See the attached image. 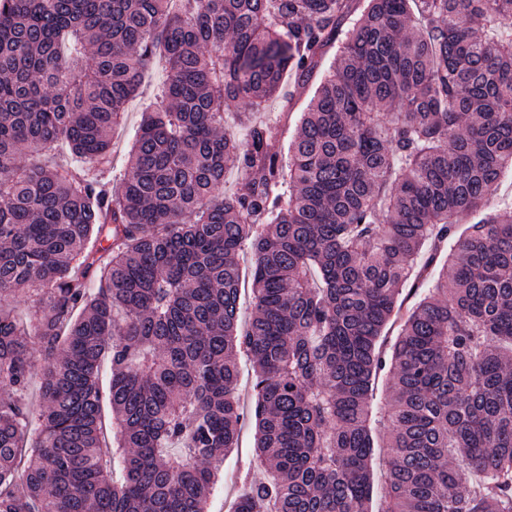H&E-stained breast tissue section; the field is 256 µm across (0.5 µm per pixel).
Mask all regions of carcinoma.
Here are the masks:
<instances>
[{"mask_svg":"<svg viewBox=\"0 0 512 512\" xmlns=\"http://www.w3.org/2000/svg\"><path fill=\"white\" fill-rule=\"evenodd\" d=\"M334 47L284 160L257 114ZM509 172L512 0H0V298L36 302L0 303V512H207L242 355L271 472L235 512H512V205L459 228ZM163 63H160L146 78L143 94L133 99L127 109L125 125L112 134V166L114 171L125 170L129 145L134 137L135 129L141 119L142 112L152 105L155 108L158 100L153 96L163 76Z\"/></svg>","mask_w":512,"mask_h":512,"instance_id":"carcinoma-1","label":"carcinoma"}]
</instances>
